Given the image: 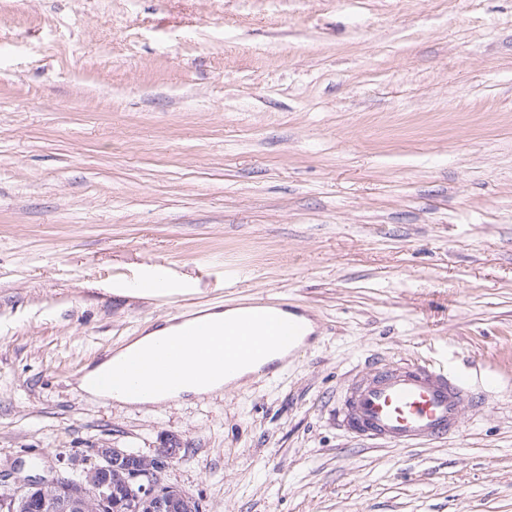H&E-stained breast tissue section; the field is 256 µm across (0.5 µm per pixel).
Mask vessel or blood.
I'll list each match as a JSON object with an SVG mask.
<instances>
[{
	"label": "vessel or blood",
	"instance_id": "obj_1",
	"mask_svg": "<svg viewBox=\"0 0 512 512\" xmlns=\"http://www.w3.org/2000/svg\"><path fill=\"white\" fill-rule=\"evenodd\" d=\"M278 308L279 315L256 312L250 320L225 326L220 335L212 334L206 324L197 325L193 333L212 336L211 359L228 370L271 343H285L298 350L306 339L301 311L285 301ZM181 357V351L169 350L166 358L135 366L123 383L130 389L139 388V377L146 374L158 387H174L182 376ZM473 400L471 387L455 373L427 365L392 363L355 373L336 413L347 432L407 449L457 433L464 410Z\"/></svg>",
	"mask_w": 512,
	"mask_h": 512
}]
</instances>
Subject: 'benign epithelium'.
Returning <instances> with one entry per match:
<instances>
[{
  "label": "benign epithelium",
  "mask_w": 512,
  "mask_h": 512,
  "mask_svg": "<svg viewBox=\"0 0 512 512\" xmlns=\"http://www.w3.org/2000/svg\"><path fill=\"white\" fill-rule=\"evenodd\" d=\"M98 461L75 468L67 478L19 479L0 474V483L15 487L0 494V512H115L112 501V474L120 476L132 496L133 512H201L199 502L176 494L164 482L163 473L179 448L170 445L153 456L120 448H96Z\"/></svg>",
  "instance_id": "7a95c632"
}]
</instances>
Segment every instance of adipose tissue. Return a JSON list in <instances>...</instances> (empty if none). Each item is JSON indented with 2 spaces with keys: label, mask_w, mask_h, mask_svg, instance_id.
I'll return each instance as SVG.
<instances>
[{
  "label": "adipose tissue",
  "mask_w": 512,
  "mask_h": 512,
  "mask_svg": "<svg viewBox=\"0 0 512 512\" xmlns=\"http://www.w3.org/2000/svg\"><path fill=\"white\" fill-rule=\"evenodd\" d=\"M189 320L167 318L144 330L141 336L117 349L114 354L88 369L81 377L79 386L91 397L124 404H154L184 400L187 397H202L240 385L242 381L257 374L269 363L283 359L284 351L268 348L259 357L240 363L232 373L211 366L206 355L208 340L203 336L187 335ZM180 344L183 352V379L173 389L155 387L151 377H143L139 389L130 391L115 382L117 370L161 354L165 345Z\"/></svg>",
  "instance_id": "ef3b65f1"
}]
</instances>
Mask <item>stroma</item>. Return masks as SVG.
Wrapping results in <instances>:
<instances>
[{
    "label": "stroma",
    "instance_id": "obj_1",
    "mask_svg": "<svg viewBox=\"0 0 512 512\" xmlns=\"http://www.w3.org/2000/svg\"><path fill=\"white\" fill-rule=\"evenodd\" d=\"M281 299L316 337L273 377L78 386L163 318ZM400 360L481 408L357 441L351 371ZM170 436L203 512H512V0H0V470Z\"/></svg>",
    "mask_w": 512,
    "mask_h": 512
}]
</instances>
